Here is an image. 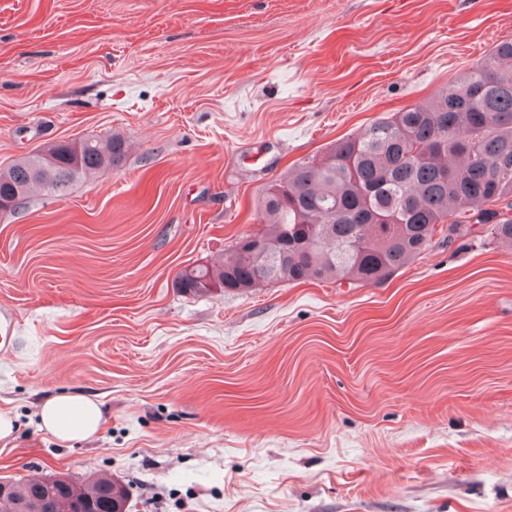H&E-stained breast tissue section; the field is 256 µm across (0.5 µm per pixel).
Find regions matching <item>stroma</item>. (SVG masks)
Returning a JSON list of instances; mask_svg holds the SVG:
<instances>
[{"label": "stroma", "mask_w": 512, "mask_h": 512, "mask_svg": "<svg viewBox=\"0 0 512 512\" xmlns=\"http://www.w3.org/2000/svg\"><path fill=\"white\" fill-rule=\"evenodd\" d=\"M512 40V0H0V167L122 163L0 216V478L110 472L130 512H512V249L488 224L378 285L174 286L291 164ZM94 397L59 445L38 407ZM43 428L61 443L93 438L100 429L102 413L99 402L82 394H57L39 407Z\"/></svg>", "instance_id": "35a3bbf8"}]
</instances>
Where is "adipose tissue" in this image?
<instances>
[{
    "label": "adipose tissue",
    "instance_id": "ef3b65f1",
    "mask_svg": "<svg viewBox=\"0 0 512 512\" xmlns=\"http://www.w3.org/2000/svg\"><path fill=\"white\" fill-rule=\"evenodd\" d=\"M43 428L63 443L93 438L100 429L102 413L94 398L82 394H57L39 407Z\"/></svg>",
    "mask_w": 512,
    "mask_h": 512
}]
</instances>
